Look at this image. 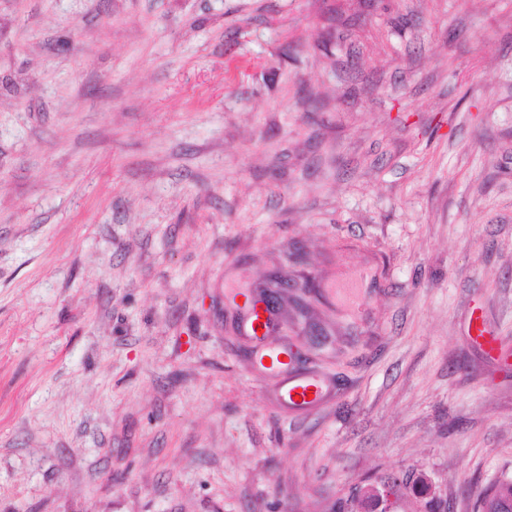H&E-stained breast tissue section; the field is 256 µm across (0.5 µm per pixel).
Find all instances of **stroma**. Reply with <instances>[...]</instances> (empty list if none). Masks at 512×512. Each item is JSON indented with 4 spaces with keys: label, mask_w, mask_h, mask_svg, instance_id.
<instances>
[{
    "label": "stroma",
    "mask_w": 512,
    "mask_h": 512,
    "mask_svg": "<svg viewBox=\"0 0 512 512\" xmlns=\"http://www.w3.org/2000/svg\"><path fill=\"white\" fill-rule=\"evenodd\" d=\"M476 313L512 351V0H0V512H478ZM252 313L250 310L245 315V326L248 328V332L256 340L263 342L266 338L264 336L267 328H272L273 325V313L267 309L260 308ZM307 391H311V400H308ZM299 395V398H295ZM325 395L322 381L314 378H288L280 383V396L295 408L307 410ZM401 481L389 478L377 483L368 484L363 488L360 499L369 498L373 503V511L395 512L397 504V490Z\"/></svg>",
    "instance_id": "35a3bbf8"
}]
</instances>
